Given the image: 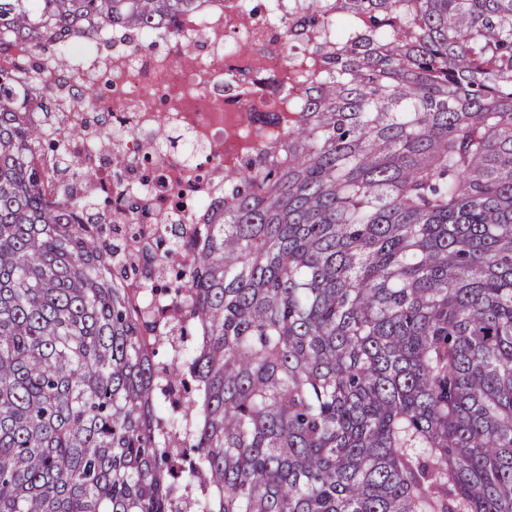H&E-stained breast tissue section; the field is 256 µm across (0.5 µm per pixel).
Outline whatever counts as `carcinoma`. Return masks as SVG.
Wrapping results in <instances>:
<instances>
[{"mask_svg": "<svg viewBox=\"0 0 512 512\" xmlns=\"http://www.w3.org/2000/svg\"><path fill=\"white\" fill-rule=\"evenodd\" d=\"M205 2L0 0V512H512V0H288L284 133L128 225L152 304L38 71Z\"/></svg>", "mask_w": 512, "mask_h": 512, "instance_id": "carcinoma-1", "label": "carcinoma"}]
</instances>
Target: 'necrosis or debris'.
<instances>
[{
    "instance_id": "1",
    "label": "necrosis or debris",
    "mask_w": 512,
    "mask_h": 512,
    "mask_svg": "<svg viewBox=\"0 0 512 512\" xmlns=\"http://www.w3.org/2000/svg\"><path fill=\"white\" fill-rule=\"evenodd\" d=\"M241 3L213 0L211 6L182 19L183 33L199 45L192 60L176 55L164 31L147 32L145 41L156 49L139 53L131 47L135 34L103 27L91 41L70 47L69 78H62L51 64L42 66L40 80L64 93L73 85L107 81V95L92 111L64 115L65 122L84 128L82 139L71 145L88 171L86 178L70 185L76 197L146 198L150 219L143 230L148 235L163 232L177 219L210 223L224 187L225 167L233 165L243 150L257 146V130L265 128L266 116L280 111L286 99L278 87L287 64L280 45L258 48L251 33L225 27L231 8ZM230 73L236 75L237 84L227 83ZM185 129L210 151L207 174L200 180L172 146L175 135ZM144 140L154 150L159 179L142 181L133 170L115 177L110 157L135 159ZM172 182L192 185L191 206H181L170 194Z\"/></svg>"
}]
</instances>
